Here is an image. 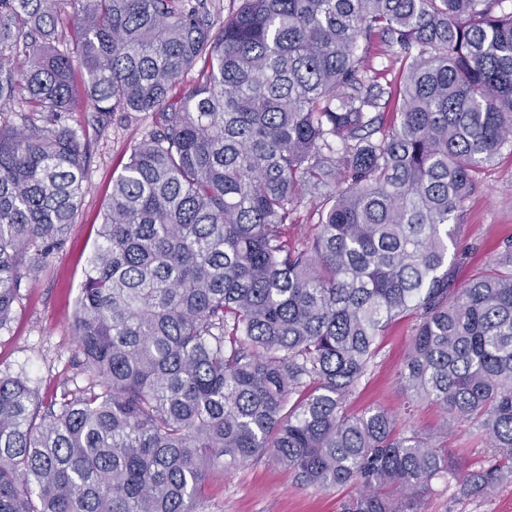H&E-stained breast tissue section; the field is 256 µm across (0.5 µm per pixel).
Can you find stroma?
<instances>
[{
	"instance_id": "stroma-1",
	"label": "stroma",
	"mask_w": 512,
	"mask_h": 512,
	"mask_svg": "<svg viewBox=\"0 0 512 512\" xmlns=\"http://www.w3.org/2000/svg\"><path fill=\"white\" fill-rule=\"evenodd\" d=\"M64 125L88 143L90 161L85 192L65 241L45 268L25 270L21 298L11 329L0 331V371L25 373L40 400L59 395L78 376L80 355L73 335L76 301L112 191V176L131 146L152 126L142 113H115L98 125L84 106L61 115ZM457 285L470 282L494 259L512 252V146H505L478 176L458 216ZM414 320L391 321L376 341L377 355L346 401L349 413L372 407L396 415L400 428L443 435L462 468L486 465L493 453L470 424L446 423L443 412L427 402H410L398 373L410 351ZM356 485L319 490L303 485L295 473L262 458L228 472H215L208 483L205 512H338ZM417 512H512V484L491 496L474 499L455 479L433 481L417 498Z\"/></svg>"
}]
</instances>
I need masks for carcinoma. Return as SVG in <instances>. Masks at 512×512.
<instances>
[{
  "label": "carcinoma",
  "instance_id": "obj_1",
  "mask_svg": "<svg viewBox=\"0 0 512 512\" xmlns=\"http://www.w3.org/2000/svg\"><path fill=\"white\" fill-rule=\"evenodd\" d=\"M0 0V110L81 96L155 128L113 177L74 314L86 385L39 410L0 372V512H203L215 470L269 457L342 512H415L458 478L482 499L512 465L460 473L384 408L346 411L376 339L412 317L398 379L512 460V253L460 288L449 246L475 176L512 142L504 0ZM399 69L383 86L365 47ZM197 82L173 85L198 61ZM396 121H382L384 97ZM87 146L57 122L0 127V330L21 269L73 223ZM322 200L312 235L293 215Z\"/></svg>",
  "mask_w": 512,
  "mask_h": 512
}]
</instances>
